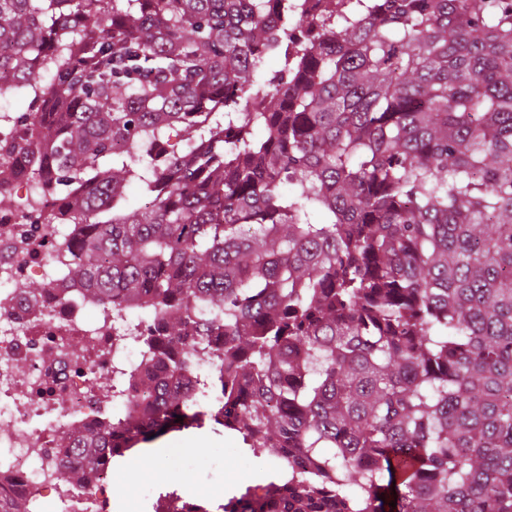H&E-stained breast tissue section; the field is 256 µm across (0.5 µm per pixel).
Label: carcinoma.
Here are the masks:
<instances>
[{"mask_svg":"<svg viewBox=\"0 0 512 512\" xmlns=\"http://www.w3.org/2000/svg\"><path fill=\"white\" fill-rule=\"evenodd\" d=\"M19 83L0 209L41 182L160 373L60 480L187 418L170 380L213 358L199 392L285 470L234 512H512V0H0Z\"/></svg>","mask_w":512,"mask_h":512,"instance_id":"cac0c4a2","label":"carcinoma"}]
</instances>
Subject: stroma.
<instances>
[{
    "instance_id": "35a3bbf8",
    "label": "stroma",
    "mask_w": 512,
    "mask_h": 512,
    "mask_svg": "<svg viewBox=\"0 0 512 512\" xmlns=\"http://www.w3.org/2000/svg\"><path fill=\"white\" fill-rule=\"evenodd\" d=\"M135 456L140 470L116 467L108 489L122 512H152L148 494L172 491L207 499L215 507L239 488L265 484L278 464L271 454L254 455L238 434L206 417L140 444ZM173 470L180 473L179 483L167 480Z\"/></svg>"
}]
</instances>
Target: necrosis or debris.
I'll use <instances>...</instances> for the list:
<instances>
[{"label":"necrosis or debris","instance_id":"4bbe7bcc","mask_svg":"<svg viewBox=\"0 0 512 512\" xmlns=\"http://www.w3.org/2000/svg\"><path fill=\"white\" fill-rule=\"evenodd\" d=\"M31 212L0 211V500L22 497L53 512H110L106 495L114 471L92 472L87 488L57 481L59 462L71 460L73 427L114 410L117 369L139 365L142 353L117 334L111 310L91 309L80 287L59 275L69 258L62 244L74 224H36L32 214L53 211L39 182L14 184ZM44 290L30 298L28 282Z\"/></svg>","mask_w":512,"mask_h":512}]
</instances>
